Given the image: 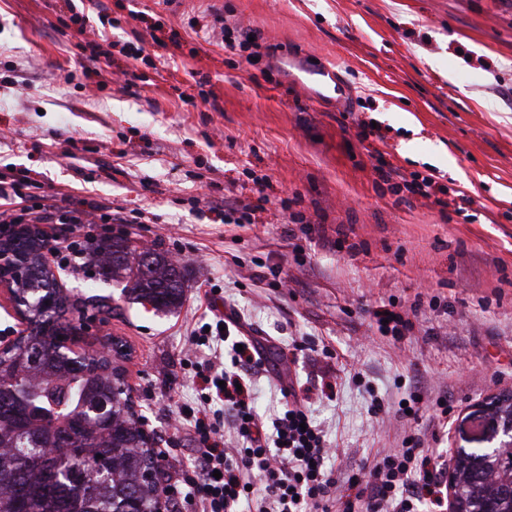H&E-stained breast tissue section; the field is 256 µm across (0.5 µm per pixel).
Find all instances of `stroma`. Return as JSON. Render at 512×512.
I'll return each mask as SVG.
<instances>
[{"label": "stroma", "instance_id": "obj_1", "mask_svg": "<svg viewBox=\"0 0 512 512\" xmlns=\"http://www.w3.org/2000/svg\"><path fill=\"white\" fill-rule=\"evenodd\" d=\"M76 4L82 38L60 0H0V177L36 170L76 207L110 206L113 236L180 254L186 301L172 313L127 303L99 275L59 273L76 306L111 297L105 324L68 346L123 347L160 470L194 464L175 405L196 399L181 360L213 288L269 360L252 376L258 414L274 418L282 384L307 391L334 470L356 473L415 433L443 454L482 447L478 402L512 391V0ZM238 23L276 58L225 52L222 27ZM103 33L110 60L90 62L80 42ZM139 43L136 61L126 51ZM356 117L375 121L382 160L465 191L476 219L397 199ZM380 306L412 330L382 335ZM413 394L415 420L400 409Z\"/></svg>", "mask_w": 512, "mask_h": 512}]
</instances>
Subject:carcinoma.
Returning <instances> with one entry per match:
<instances>
[{
  "label": "carcinoma",
  "instance_id": "1",
  "mask_svg": "<svg viewBox=\"0 0 512 512\" xmlns=\"http://www.w3.org/2000/svg\"><path fill=\"white\" fill-rule=\"evenodd\" d=\"M30 257L18 292L33 316L53 301L48 334L21 340L0 355V512H153L162 493L152 468L153 451L133 409L123 370L112 359L77 353L58 336L79 309L50 288L54 274L39 261L37 241H0V251ZM88 260L104 280L122 285V296L174 312L184 302L180 267L165 253L141 250L128 239H101ZM112 401L108 416L91 412ZM460 506L476 512L495 499L508 510V484L467 459L457 463Z\"/></svg>",
  "mask_w": 512,
  "mask_h": 512
}]
</instances>
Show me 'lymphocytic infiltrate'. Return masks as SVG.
Masks as SVG:
<instances>
[{
    "mask_svg": "<svg viewBox=\"0 0 512 512\" xmlns=\"http://www.w3.org/2000/svg\"><path fill=\"white\" fill-rule=\"evenodd\" d=\"M37 185L28 174L0 178L1 224H47L57 211L66 223H90L89 212L67 209V196L48 193L37 209L14 214L15 198ZM239 342L229 361L212 353L185 360L197 400L179 405L176 421L192 430L197 472L166 485V493L180 496L195 512H332L331 492L339 478L325 461L334 450L311 418L307 397L295 386L282 387L283 409L264 424L249 376L265 370L267 360L255 339L243 336ZM228 427L238 447H226ZM444 476L438 455L423 449L419 436H407L400 448L376 454L348 477L355 495L343 512H444Z\"/></svg>",
    "mask_w": 512,
    "mask_h": 512,
    "instance_id": "lymphocytic-infiltrate-1",
    "label": "lymphocytic infiltrate"
}]
</instances>
